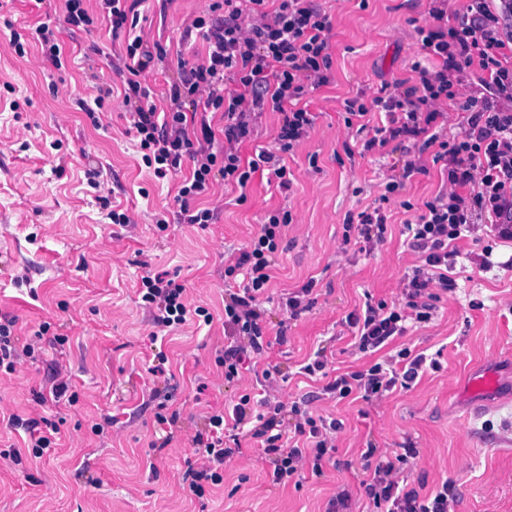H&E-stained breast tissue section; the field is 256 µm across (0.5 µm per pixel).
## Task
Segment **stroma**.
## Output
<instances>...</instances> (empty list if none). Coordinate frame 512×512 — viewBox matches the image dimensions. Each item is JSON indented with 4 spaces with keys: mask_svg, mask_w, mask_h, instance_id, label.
I'll return each mask as SVG.
<instances>
[{
    "mask_svg": "<svg viewBox=\"0 0 512 512\" xmlns=\"http://www.w3.org/2000/svg\"><path fill=\"white\" fill-rule=\"evenodd\" d=\"M209 0H143L137 34L160 43L167 58L146 76L154 93L164 92L178 73L180 58L204 53L201 43H184L185 24L207 9ZM332 16L330 85L309 92L317 115L310 137L286 154L294 175L290 189L254 174L246 190L214 181L221 206L207 227L180 223L175 200L177 177H155L133 147L123 117L121 95H113L93 126L75 99L89 94L87 71H109L123 53L111 38L107 20L89 33L63 28L60 0H5L0 16V314L15 317L27 336L51 323L65 335L50 344L47 360L59 363L75 403L34 396L49 385L40 365L24 378L0 376V512H325L338 492L348 495L347 512H376L361 485L360 453L367 442L397 448L412 441L418 456L404 471L411 487L429 497L442 483L455 489L454 512H512V270L501 269L512 246L493 250V268L479 270L467 258L482 243H458L457 286L442 298L434 318L408 329L388 353L409 348L437 356V369L425 370L412 389L364 401L349 396L316 402L314 411L335 414L344 424L336 438V460L322 475L304 473L300 483L271 488L265 469L226 470L224 483L199 502L183 489L189 440L208 413L250 391L254 376L225 385L215 352L224 336V253L242 248L272 209L290 210L293 222L274 271L272 295L313 283L316 304L292 322L288 343L272 346L259 367L273 365L286 381L285 400L308 392L310 381L297 370L319 347L331 352L339 372L358 371L381 360L351 346L354 330L346 315L366 299L400 298L405 273L419 265L401 234L405 203L422 206L447 182L444 163L380 202L382 183L400 167L402 156L390 149L364 150L363 138L344 123V103L362 94L379 96L384 83L406 79L420 55L412 21L428 16V0H326ZM60 28L69 63L39 69L9 48L11 30L28 35L41 22ZM68 87L56 95L52 84ZM18 111H11V103ZM27 123L26 145L17 128ZM101 170L122 189L112 202L134 223H106L104 212L87 195L85 171ZM246 202H239V194ZM382 206L388 216L387 241L373 253L343 245L346 216ZM169 225L159 229L156 215ZM164 273L185 287L189 300L208 303L212 325L190 323L155 335L151 315L139 298L146 272ZM69 311H62V302ZM168 358L165 371L153 373L155 355ZM495 370L499 386L485 402L466 392L475 371ZM171 396L180 412L172 441L155 447L151 413L142 409L153 388ZM41 413L58 429L56 446L40 459L14 464L7 451L22 446L26 434L11 425ZM112 419L102 434L93 424Z\"/></svg>",
    "mask_w": 512,
    "mask_h": 512,
    "instance_id": "35a3bbf8",
    "label": "stroma"
}]
</instances>
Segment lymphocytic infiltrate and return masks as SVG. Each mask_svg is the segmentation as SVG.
<instances>
[{
    "mask_svg": "<svg viewBox=\"0 0 512 512\" xmlns=\"http://www.w3.org/2000/svg\"><path fill=\"white\" fill-rule=\"evenodd\" d=\"M62 2L68 30L92 31L103 18L113 36H124V53L114 70L122 78L127 131L156 177L182 172L176 200L183 223H214L217 208L198 206L197 201L210 194L215 176L244 188L264 168L280 187H290L284 155L309 137L316 120L303 99L333 79L332 21L320 0H276L271 10L267 0H211L184 29L185 36L205 43L206 54L198 61L179 62L178 76L159 104L142 78L164 62L167 52L135 35L138 0H98L95 14L89 12L87 0ZM447 12L448 0H430L427 19L415 26L423 57L412 63L411 79L389 84L387 96L368 100L359 95L345 102L344 123L360 121L365 150L392 144L404 157L401 174L384 184L385 196L399 194L406 179L424 172L420 157L426 150H433L435 161L444 162L448 171L445 189L403 224L407 245L421 263L402 278V302L369 303L346 317L362 353L385 347L404 335L409 324L432 319L442 295L456 286L450 275L458 255L454 241L487 229L498 241L512 242V0H466L451 24L445 21ZM9 47L17 57L42 65L61 69L68 64L56 28L46 22L28 41L11 31ZM201 106L221 113V132L205 121L189 128V114ZM448 106L465 116L451 136L434 130ZM377 108L385 113V125L366 124V116ZM268 109L280 115L273 147L242 160L240 144ZM219 137L224 144L218 149L214 142ZM292 222L291 212H267L246 246L224 261L229 284L224 291L226 344L217 365L225 383L238 382L271 343H287V325L268 336L267 304L276 303L292 320L314 304L309 283L276 299L268 293ZM387 224L382 207L362 211L355 237H343L342 242H356L363 251L373 252L384 244ZM141 284V300L153 311L160 330L173 331L191 320L212 324L208 307L188 305L184 286L152 273L143 275ZM16 324L14 317L0 315V375H15L25 365L42 362L50 323L40 324L24 338L17 336ZM427 360L426 354L403 348L367 370L328 378L291 403L271 394L257 400L241 395L224 411L210 414L194 434L183 484L201 499L210 487L223 484L227 465L251 466L258 460L265 463L273 487L308 470L322 475L324 463L336 452L343 424L311 413L312 404L327 397L344 399L357 393L368 400L397 387L411 389ZM42 364L53 395L62 396L66 384L59 367ZM246 437L258 442L257 452L243 448ZM416 454L410 444L400 454L372 444L362 453V485L379 512H451L456 501L452 486L441 485L423 500L402 483L403 467Z\"/></svg>",
    "mask_w": 512,
    "mask_h": 512,
    "instance_id": "lymphocytic-infiltrate-1",
    "label": "lymphocytic infiltrate"
}]
</instances>
